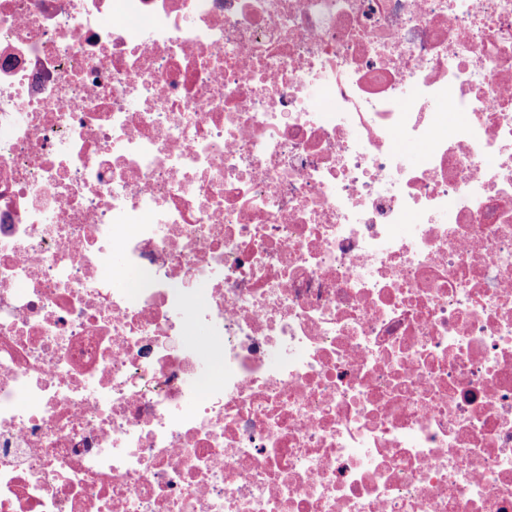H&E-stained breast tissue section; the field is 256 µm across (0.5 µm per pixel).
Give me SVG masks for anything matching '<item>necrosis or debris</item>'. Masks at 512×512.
<instances>
[{"instance_id": "necrosis-or-debris-1", "label": "necrosis or debris", "mask_w": 512, "mask_h": 512, "mask_svg": "<svg viewBox=\"0 0 512 512\" xmlns=\"http://www.w3.org/2000/svg\"><path fill=\"white\" fill-rule=\"evenodd\" d=\"M0 512H512V0H0Z\"/></svg>"}]
</instances>
